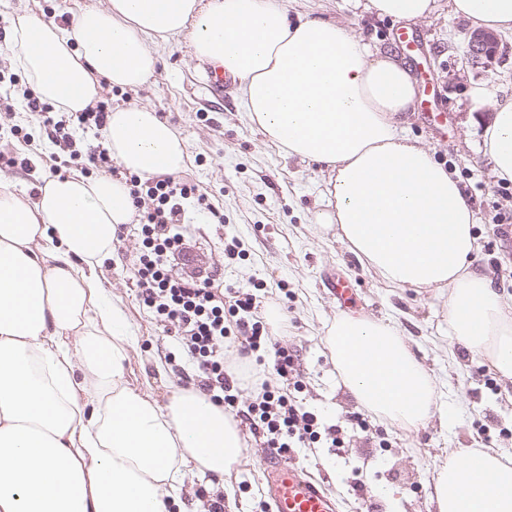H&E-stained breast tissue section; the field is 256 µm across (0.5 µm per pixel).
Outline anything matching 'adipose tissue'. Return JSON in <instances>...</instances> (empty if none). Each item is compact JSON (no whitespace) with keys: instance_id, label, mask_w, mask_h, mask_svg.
Instances as JSON below:
<instances>
[{"instance_id":"ef3b65f1","label":"adipose tissue","mask_w":512,"mask_h":512,"mask_svg":"<svg viewBox=\"0 0 512 512\" xmlns=\"http://www.w3.org/2000/svg\"><path fill=\"white\" fill-rule=\"evenodd\" d=\"M365 7L410 23L437 0ZM452 11L512 31V0H452ZM182 42L237 76L266 141L327 171L313 223L385 283L446 296L457 342L512 379V306L473 267L480 244L457 180L404 128L416 88L400 61L335 21L290 17L284 0H107L68 30L17 16L4 46L34 94L71 113L102 84L144 86L158 46ZM492 107L484 152L512 182V99ZM101 137L126 174L186 167L184 140L147 106L113 107ZM135 212L109 174L58 177L32 198L0 177V512H169L183 466L221 478L243 455L236 422L205 393L177 386L161 404L124 379L126 320L99 272ZM333 336L339 381L361 408L403 427L447 420L394 322L340 318ZM434 499L437 512H512V456L454 455Z\"/></svg>"}]
</instances>
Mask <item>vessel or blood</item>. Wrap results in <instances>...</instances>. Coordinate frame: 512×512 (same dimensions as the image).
<instances>
[{"instance_id": "1", "label": "vessel or blood", "mask_w": 512, "mask_h": 512, "mask_svg": "<svg viewBox=\"0 0 512 512\" xmlns=\"http://www.w3.org/2000/svg\"><path fill=\"white\" fill-rule=\"evenodd\" d=\"M333 294L338 307L347 313H357L360 307L352 283L335 278ZM262 465L266 479V494L274 512H337V501L324 487L312 481L306 470L273 452H265Z\"/></svg>"}]
</instances>
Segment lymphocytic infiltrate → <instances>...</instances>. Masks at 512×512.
<instances>
[{
  "instance_id": "obj_1",
  "label": "lymphocytic infiltrate",
  "mask_w": 512,
  "mask_h": 512,
  "mask_svg": "<svg viewBox=\"0 0 512 512\" xmlns=\"http://www.w3.org/2000/svg\"><path fill=\"white\" fill-rule=\"evenodd\" d=\"M128 184L134 205L151 202L140 216L141 243L132 263L138 298L164 333L197 363L199 389L231 408L236 388L251 385L253 400L239 417L262 435L266 447L284 453L310 447L323 436L331 447H339L340 426L323 427L318 416L297 404L287 390L272 386L265 371L247 364L249 355L264 350L272 354L280 379L292 373L291 355L258 316L262 296L216 288L211 277L194 269L174 272V262L185 250L183 202L196 199L201 214L212 213L206 194L198 185L171 176L144 180L133 175Z\"/></svg>"
}]
</instances>
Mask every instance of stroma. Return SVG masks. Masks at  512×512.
<instances>
[{"instance_id":"35a3bbf8","label":"stroma","mask_w":512,"mask_h":512,"mask_svg":"<svg viewBox=\"0 0 512 512\" xmlns=\"http://www.w3.org/2000/svg\"><path fill=\"white\" fill-rule=\"evenodd\" d=\"M92 0H0V33L25 13L67 26ZM290 14L336 20L378 50L411 69L416 87L432 83L437 110L409 113L405 128L445 163L469 196L481 252L477 267L512 304V185L501 188L481 151V133L493 111L471 91L484 86L497 99L512 98V32L500 33L493 69L468 60L461 49L471 27L453 14L451 0H438L436 12L413 24L418 52L392 38L398 22L366 12L357 0H288ZM27 77L12 67L0 47V174L36 194L39 178L50 171H80L82 159L49 155L40 172L23 159L48 142L42 113L30 111ZM108 106L139 103L153 108L185 141L189 160L183 180L196 183L218 210L200 216L187 203L189 251L221 288L253 291L265 286L261 317L287 309L292 324L280 344L293 357V395L329 424H341L340 448H294L288 458L336 496L339 512H437L433 486L449 458L465 449L512 452V380L498 375L486 358L469 353L451 336L443 319L445 300L434 293L393 288L362 268L332 234L309 221L324 174L317 166L287 158L246 120L239 96L224 100L210 92L206 63L186 45L162 48L151 81L136 90L103 85ZM23 127L28 140L12 130ZM137 224L127 225L121 250L105 262L101 285L118 304L134 335L126 349L129 386L166 402L171 385L191 386L195 365L163 336L149 310L139 303L129 270L138 244ZM343 274L355 286L365 317L392 318L417 357L434 375L454 413L448 424L404 429L357 406L338 382L329 334L340 316L328 279ZM245 448L240 464L224 480L186 474L180 492L183 512H204L207 500L224 497V512H266L262 439L241 425Z\"/></svg>"}]
</instances>
